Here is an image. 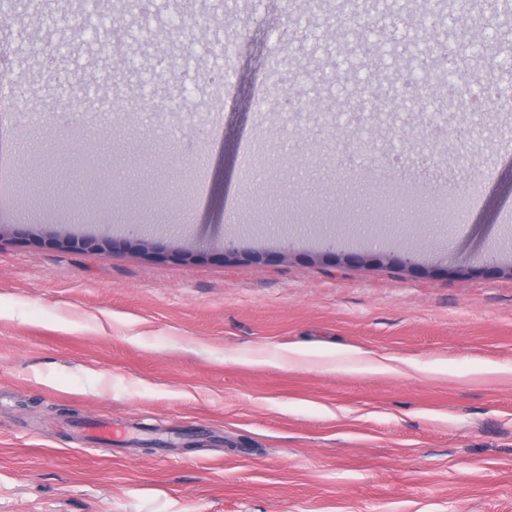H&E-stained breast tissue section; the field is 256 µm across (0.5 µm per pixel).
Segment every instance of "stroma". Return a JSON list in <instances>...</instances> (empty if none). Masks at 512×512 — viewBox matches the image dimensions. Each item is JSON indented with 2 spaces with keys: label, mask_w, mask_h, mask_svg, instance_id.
Listing matches in <instances>:
<instances>
[{
  "label": "stroma",
  "mask_w": 512,
  "mask_h": 512,
  "mask_svg": "<svg viewBox=\"0 0 512 512\" xmlns=\"http://www.w3.org/2000/svg\"><path fill=\"white\" fill-rule=\"evenodd\" d=\"M419 2L151 0L119 21L136 34L111 91L126 108L92 127L64 104H100L88 77L110 68L113 42L75 20L55 58L48 30L81 0L0 27V43L40 36L5 78L43 114L0 122L14 176L0 224L35 232L0 238V512H512V278L483 271L489 251L512 266V149L499 146L512 53L495 0H474L483 41H453L456 82L492 89L491 103L463 113L449 96L438 112L426 95L406 111V85L435 73ZM328 27L340 43L316 39ZM204 29L229 52L199 42ZM284 56L292 70L272 73ZM176 70L219 111H174ZM290 97L324 109L281 111ZM250 143L274 159L244 183ZM58 153L109 158V216L87 213L74 171L49 172ZM201 155L207 192L191 205ZM379 182L424 191L419 219L370 223ZM475 188L462 224L435 201ZM215 221L223 233L200 234ZM137 231L205 257L52 243ZM331 242L371 265L326 260ZM228 244L275 259L226 263ZM459 264L470 275H451ZM361 350L394 372H370Z\"/></svg>",
  "instance_id": "35a3bbf8"
}]
</instances>
